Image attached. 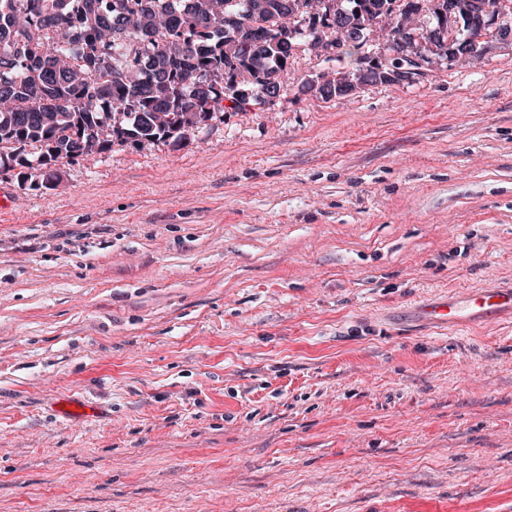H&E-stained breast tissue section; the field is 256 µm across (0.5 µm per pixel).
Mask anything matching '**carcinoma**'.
Here are the masks:
<instances>
[{
	"mask_svg": "<svg viewBox=\"0 0 512 512\" xmlns=\"http://www.w3.org/2000/svg\"><path fill=\"white\" fill-rule=\"evenodd\" d=\"M423 1L433 22L420 24L417 49L426 50L441 25L455 44L481 35L482 51L493 38L489 28L478 33L462 9L448 20L444 0H346L330 18L311 12L313 0H297L302 10L288 20L280 0H194L191 14L184 0H166L170 21L162 29L150 0H0V170L19 165L51 184L60 157L106 152L130 139L177 143L224 111L226 100L236 108L263 105L260 76L287 73L302 34L309 46L336 51L337 61L349 58L364 84L378 82L380 66L403 71L411 84L422 66L409 56L365 40L339 51L329 29L340 22L365 30L379 19L398 25L420 14ZM231 15L250 28V39L225 33Z\"/></svg>",
	"mask_w": 512,
	"mask_h": 512,
	"instance_id": "cac0c4a2",
	"label": "carcinoma"
}]
</instances>
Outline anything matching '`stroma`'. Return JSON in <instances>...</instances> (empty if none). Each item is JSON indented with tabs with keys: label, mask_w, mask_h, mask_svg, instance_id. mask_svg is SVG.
I'll list each match as a JSON object with an SVG mask.
<instances>
[{
	"label": "stroma",
	"mask_w": 512,
	"mask_h": 512,
	"mask_svg": "<svg viewBox=\"0 0 512 512\" xmlns=\"http://www.w3.org/2000/svg\"><path fill=\"white\" fill-rule=\"evenodd\" d=\"M0 174V512H512V44ZM81 400L95 413L64 419ZM419 313L433 324L454 328L509 315L512 319V286L477 288L462 295L449 294L448 300L423 305Z\"/></svg>",
	"instance_id": "1"
}]
</instances>
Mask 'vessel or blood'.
<instances>
[{"instance_id":"b4317fda","label":"vessel or blood","mask_w":512,"mask_h":512,"mask_svg":"<svg viewBox=\"0 0 512 512\" xmlns=\"http://www.w3.org/2000/svg\"><path fill=\"white\" fill-rule=\"evenodd\" d=\"M421 316L441 327L462 328L503 316H512V286L477 288L449 295L442 302L420 307Z\"/></svg>"}]
</instances>
